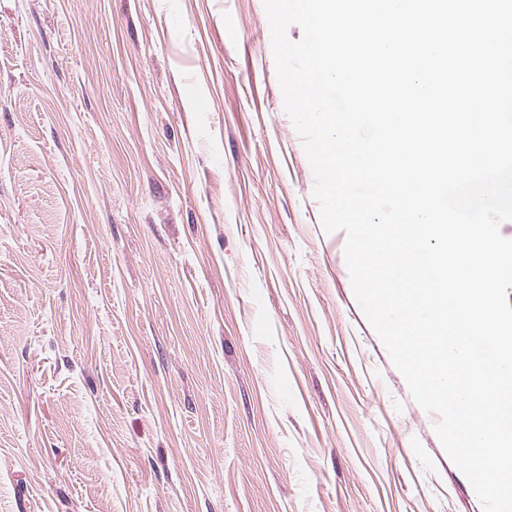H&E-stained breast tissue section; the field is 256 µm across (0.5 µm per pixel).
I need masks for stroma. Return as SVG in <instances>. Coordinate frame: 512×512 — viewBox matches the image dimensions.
<instances>
[{
    "mask_svg": "<svg viewBox=\"0 0 512 512\" xmlns=\"http://www.w3.org/2000/svg\"><path fill=\"white\" fill-rule=\"evenodd\" d=\"M313 188L263 0H0V512H482Z\"/></svg>",
    "mask_w": 512,
    "mask_h": 512,
    "instance_id": "obj_1",
    "label": "stroma"
}]
</instances>
